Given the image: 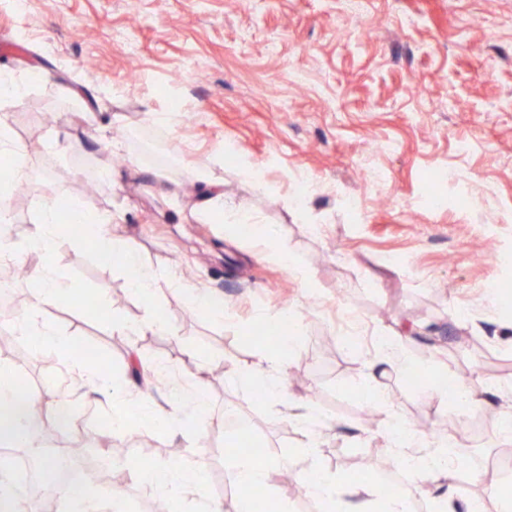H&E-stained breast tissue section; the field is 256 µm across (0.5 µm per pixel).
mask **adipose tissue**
Listing matches in <instances>:
<instances>
[{
	"instance_id": "adipose-tissue-1",
	"label": "adipose tissue",
	"mask_w": 512,
	"mask_h": 512,
	"mask_svg": "<svg viewBox=\"0 0 512 512\" xmlns=\"http://www.w3.org/2000/svg\"><path fill=\"white\" fill-rule=\"evenodd\" d=\"M233 376L241 388H250L254 381H261L265 396L273 402H285L288 416L300 429L303 440L299 453L306 458L315 456L316 416L303 405L286 401L282 378V367L278 358L270 353H261L251 367L234 371ZM17 394L13 383V374L9 365L0 363V447H34L29 439L28 429L32 417L42 403L40 393H29L25 409L12 412L11 406ZM390 439L394 452L403 455L404 461L415 477L424 481L453 480L455 477L453 448L440 444L424 455L407 454L406 449L417 439L414 431L403 420H396L390 429ZM236 477L243 490L238 498L235 512H254V503L250 496L254 488L269 484L275 469L274 464L259 463L250 455H240L235 462ZM138 473L152 484L163 496L175 499L182 496L205 497L208 484L207 470L203 463L177 464L161 462L141 465ZM306 492L309 497L321 500L334 496L335 512H412L408 498L400 493L392 494L388 500L370 501L371 490L363 483L353 480H341L324 475L306 479ZM58 500L61 512H124L123 499L119 493L102 490L81 491L73 487L59 489Z\"/></svg>"
}]
</instances>
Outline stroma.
I'll list each match as a JSON object with an SVG mask.
<instances>
[{"label": "stroma", "instance_id": "obj_1", "mask_svg": "<svg viewBox=\"0 0 512 512\" xmlns=\"http://www.w3.org/2000/svg\"><path fill=\"white\" fill-rule=\"evenodd\" d=\"M16 2L0 0V74L24 98L0 110L27 176L0 232L23 242L47 197L94 183L90 205L111 212L110 233L134 241L157 274L170 326L122 335L65 306L40 320L105 350L120 377L134 354L174 372L177 384H142L154 405L199 378L209 402L211 425L195 440L178 428L148 450L113 431L120 462L103 490L126 512H153L162 496L136 464L199 460L208 499L233 512L241 450L262 449L283 472L351 476L369 457L395 460L386 429L398 417L422 431L417 454L466 437L457 512L474 499L512 512V437L497 429L512 410V0H364L357 15L343 0H28L23 18ZM174 109L180 119L157 122ZM60 132L81 149H52ZM203 168L223 181L226 209L271 226L276 246L199 214ZM302 174L316 187L298 210ZM55 253L63 278L108 289L129 322L146 316L126 275L67 239ZM196 289L223 297V322L190 305ZM286 311V396L324 419L310 460L297 456L303 436L284 405L229 378ZM397 334L425 371L419 384L375 345ZM1 361L21 364L48 407L71 404L73 429L47 432V443L102 453L94 419L105 398L68 361L27 350L0 318ZM462 371L482 399L467 411L431 395ZM364 472L380 486L378 470ZM254 495L278 512H323L295 478Z\"/></svg>", "mask_w": 512, "mask_h": 512}]
</instances>
